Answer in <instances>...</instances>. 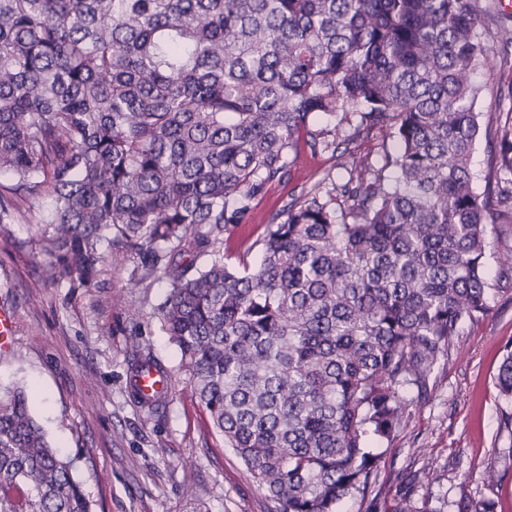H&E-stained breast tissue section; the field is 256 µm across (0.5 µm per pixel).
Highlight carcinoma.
I'll list each match as a JSON object with an SVG mask.
<instances>
[{
    "mask_svg": "<svg viewBox=\"0 0 512 512\" xmlns=\"http://www.w3.org/2000/svg\"><path fill=\"white\" fill-rule=\"evenodd\" d=\"M488 0H0V227L33 213L35 288H94L104 250L134 286L170 290L162 328L212 427L279 512H340L378 483L389 442L462 324L484 315L488 225L512 223V127L496 186L471 156ZM374 129L396 149L348 161ZM348 178L272 215L251 267L220 252L305 151ZM170 370L153 354L138 379ZM512 429V348L497 375ZM29 394L0 386V512H93ZM428 467L399 472L388 512H425ZM491 499L461 512H497Z\"/></svg>",
    "mask_w": 512,
    "mask_h": 512,
    "instance_id": "1",
    "label": "carcinoma"
}]
</instances>
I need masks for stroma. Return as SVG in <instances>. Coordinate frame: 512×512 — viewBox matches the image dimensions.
I'll use <instances>...</instances> for the list:
<instances>
[{"instance_id":"35a3bbf8","label":"stroma","mask_w":512,"mask_h":512,"mask_svg":"<svg viewBox=\"0 0 512 512\" xmlns=\"http://www.w3.org/2000/svg\"><path fill=\"white\" fill-rule=\"evenodd\" d=\"M488 67L476 108L481 132L472 168L492 174L496 133L512 124V68L501 46L487 44ZM345 181V170L326 154H304L287 179L256 198L246 223L224 230V249L261 257L254 242L271 216L323 173ZM32 226L8 225L0 234V305L15 315L14 343L0 361V383L33 390L32 411L48 439L74 465L73 474L97 502V512H275L265 489L226 448L189 386L176 380L166 403L138 406L128 389L134 353L127 342L130 318L142 325L141 344L170 370L178 349L162 331L158 307L169 285L129 282L130 267L104 260L100 285L74 291L32 282L46 258L31 240ZM486 262L488 309L464 322L448 360L433 372L425 397L415 400L392 442H375L381 483L405 468L428 466L436 479L415 499L428 512H458L469 500H499L512 512V433L502 429L495 380L505 348L512 346V223L489 228ZM109 305H100L102 297ZM496 463L502 478L488 484L483 472Z\"/></svg>"}]
</instances>
